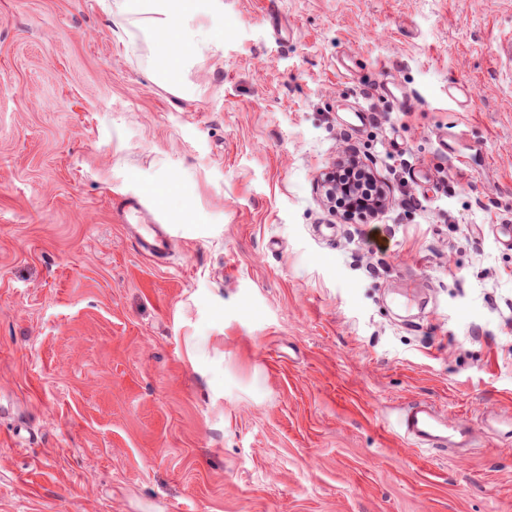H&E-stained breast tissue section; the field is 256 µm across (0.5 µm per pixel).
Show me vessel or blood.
<instances>
[{
  "label": "vessel or blood",
  "instance_id": "1",
  "mask_svg": "<svg viewBox=\"0 0 512 512\" xmlns=\"http://www.w3.org/2000/svg\"><path fill=\"white\" fill-rule=\"evenodd\" d=\"M129 230L143 255L158 263L166 261L171 237L161 225L133 224ZM396 428L404 439L425 450L449 447L464 453L472 445V427L468 419L448 420L428 403L407 405L396 418Z\"/></svg>",
  "mask_w": 512,
  "mask_h": 512
}]
</instances>
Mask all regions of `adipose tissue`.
Instances as JSON below:
<instances>
[{"label": "adipose tissue", "mask_w": 512, "mask_h": 512, "mask_svg": "<svg viewBox=\"0 0 512 512\" xmlns=\"http://www.w3.org/2000/svg\"><path fill=\"white\" fill-rule=\"evenodd\" d=\"M192 0H113L112 13L142 30L156 48L151 72L165 88L184 96L181 72L192 68L213 35L192 25Z\"/></svg>", "instance_id": "1"}]
</instances>
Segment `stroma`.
Here are the masks:
<instances>
[{
  "label": "stroma",
  "mask_w": 512,
  "mask_h": 512,
  "mask_svg": "<svg viewBox=\"0 0 512 512\" xmlns=\"http://www.w3.org/2000/svg\"><path fill=\"white\" fill-rule=\"evenodd\" d=\"M195 20L181 98L112 0H0V512H512V0ZM349 154L374 217L319 187ZM414 400L466 463L393 431ZM138 250L157 263L167 260L171 236L159 224H127ZM396 428L404 439L424 450L456 448L459 458H464L472 446V427L468 419L448 420L446 415L428 403L407 405L396 418Z\"/></svg>",
  "instance_id": "35a3bbf8"
}]
</instances>
